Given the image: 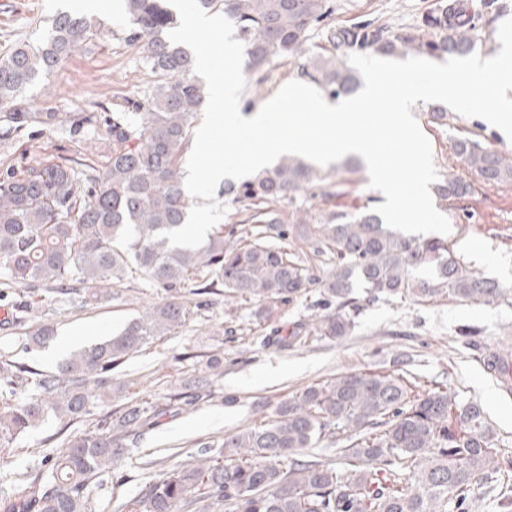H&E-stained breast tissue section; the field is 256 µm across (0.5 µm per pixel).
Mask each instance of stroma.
<instances>
[{
	"mask_svg": "<svg viewBox=\"0 0 512 512\" xmlns=\"http://www.w3.org/2000/svg\"><path fill=\"white\" fill-rule=\"evenodd\" d=\"M80 2L0 0V54L18 43L34 44L46 38L56 12L80 10ZM118 2L97 0L92 16L103 24L99 37L75 51L50 79L36 82L27 91L36 111L82 113L93 116V125L78 130L31 126L0 139V173L23 172L35 159L45 163L72 159L104 166V143L115 104L140 100L153 80L139 47L127 40L124 11ZM446 2L329 0L332 13L328 21L336 27L367 23L405 34L413 31L423 16L439 12ZM456 4L471 17L486 56L496 55L501 48L497 32L501 23L512 17V0H456ZM430 110V104L423 102L413 108L431 142L440 177L452 172L473 187L460 208L441 201L436 204L451 224L448 245L469 270L512 286V184L487 186L473 172L460 168L454 155V143L463 137L509 155L512 141L480 119L452 112L438 121ZM322 173L324 179L317 188L299 193L293 202L276 204L284 223H292L295 214L301 213L310 223L318 224L339 210L369 201L381 204L379 191L368 186L366 168L348 173L330 165L323 167ZM340 179L348 188L342 195L335 192ZM474 243L480 245L481 254L472 253ZM195 289L192 281L170 291L141 278L129 279L113 285L111 300L84 308L47 300L42 289L26 285L12 286L9 291L11 300L38 303L41 320L54 324L56 339L24 353L20 350L23 330L0 324V353H15L19 361L40 370L56 369L63 361V354L56 351L58 339H68L72 350L91 344L116 334L127 320L173 296L197 305L193 319L129 356L113 371L115 384L129 386L134 397L160 403L181 387L183 380L203 374L208 355H224V373L212 379L213 399L165 415L134 437L128 456L113 471L114 477L121 479V487L115 489L107 483L94 491L99 512H113L111 493L136 495L168 468L186 461L198 442L222 440L259 414H272L281 399L351 372L408 373L420 382L446 383L459 397L481 403L498 443L512 449V391H506L484 364L485 355L512 330V304L484 305L444 293L424 302L411 296L374 299L357 280L353 294L361 307L354 315L350 336L312 340L282 350L269 344V337L289 334L307 321L315 312L318 288L278 305L262 318L256 316L254 303L224 292L200 297ZM465 326L475 329L474 337L459 336V329ZM228 395L236 396L235 404H225ZM82 430V424L66 425L50 417L18 443L0 447V498L17 494L23 473L36 467L44 456L59 452L70 436Z\"/></svg>",
	"mask_w": 512,
	"mask_h": 512,
	"instance_id": "obj_1",
	"label": "stroma"
}]
</instances>
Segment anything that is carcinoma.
I'll return each mask as SVG.
<instances>
[{"label":"carcinoma","mask_w":512,"mask_h":512,"mask_svg":"<svg viewBox=\"0 0 512 512\" xmlns=\"http://www.w3.org/2000/svg\"><path fill=\"white\" fill-rule=\"evenodd\" d=\"M238 25L249 67L263 70L286 56L298 73L328 96L357 90L347 57L370 48L386 55L424 52L465 56L477 44L470 21L448 4L422 18L419 32L390 34L355 25L326 23L328 0H199ZM129 40L140 45L154 79L136 105L140 121L112 113V145L106 164L89 173L70 163L29 166L0 175V268L11 284L50 286L52 298L80 307L112 298L110 285L139 274L169 290L193 278L196 294L222 286L229 295L257 303L265 315L322 284V303L336 311L315 317L273 342L283 348L317 336L336 340L354 329L359 309L352 278L371 297L412 295L429 300L439 292L487 305L512 289L468 270L439 238L409 239L388 228L368 205L330 214L323 224L297 218L281 222L269 204L288 200L322 181L295 159L238 186H224L231 203L262 225L254 238L210 235L197 248L169 245L158 234L178 228L189 200L182 164L191 146L192 122L208 96L193 71V53L168 39L175 25L166 0H125ZM323 26L329 47L309 48V32ZM99 35L97 22L78 12L58 13L49 36L0 56V122L4 136L28 125L57 127V112H38L26 90L48 79L59 64ZM458 163L484 183L512 182V157L473 139L455 143ZM445 202L471 194L456 174L435 187ZM292 234L315 244L329 268L319 277L295 255L271 243ZM182 301L164 300L129 320L115 336L74 351L54 371L33 369L0 354V447L53 416L85 422L66 446L24 475L21 491L0 499V512H95L91 489L112 474L128 450L127 440L159 418L212 395L211 377L224 373V355L207 360L208 374L184 383L162 405L136 398L99 415V404L121 393L113 384L118 362L190 321ZM55 336L43 324L22 337L25 349ZM512 351L495 353L487 367L512 381ZM480 403L457 399L442 387L418 389L392 374L350 373L315 383L281 400L273 418L223 438L219 451L199 443L193 462L168 469L133 497L115 500V512H469L492 485L499 512H512V451L494 442ZM321 442L343 443L336 461L307 452Z\"/></svg>","instance_id":"cac0c4a2"}]
</instances>
